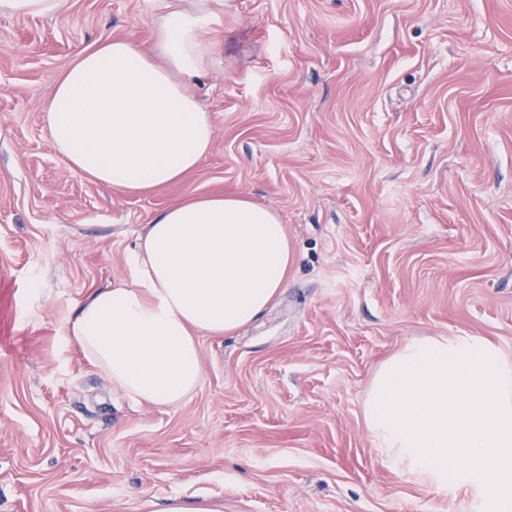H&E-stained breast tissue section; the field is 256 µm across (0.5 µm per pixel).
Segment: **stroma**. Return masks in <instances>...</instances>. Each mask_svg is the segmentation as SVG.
<instances>
[{
  "instance_id": "35a3bbf8",
  "label": "stroma",
  "mask_w": 512,
  "mask_h": 512,
  "mask_svg": "<svg viewBox=\"0 0 512 512\" xmlns=\"http://www.w3.org/2000/svg\"><path fill=\"white\" fill-rule=\"evenodd\" d=\"M166 4L0 15V512H482L479 480L384 463L363 404L414 338L512 362V0H224L193 87L209 153L113 193L55 152L42 101L88 45L151 49ZM217 192L279 215L288 286L202 339L182 406L133 404L61 338L152 216Z\"/></svg>"
}]
</instances>
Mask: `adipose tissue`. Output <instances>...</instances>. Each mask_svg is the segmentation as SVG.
Instances as JSON below:
<instances>
[{
  "instance_id": "adipose-tissue-1",
  "label": "adipose tissue",
  "mask_w": 512,
  "mask_h": 512,
  "mask_svg": "<svg viewBox=\"0 0 512 512\" xmlns=\"http://www.w3.org/2000/svg\"><path fill=\"white\" fill-rule=\"evenodd\" d=\"M224 0H169L153 51L125 39L82 48L43 105L53 149L117 193L194 171L213 122L188 82L219 55ZM291 245L271 209L235 195L175 202L128 256V280L92 291L64 341L135 403L175 408L199 386L201 340L233 332L288 285Z\"/></svg>"
}]
</instances>
